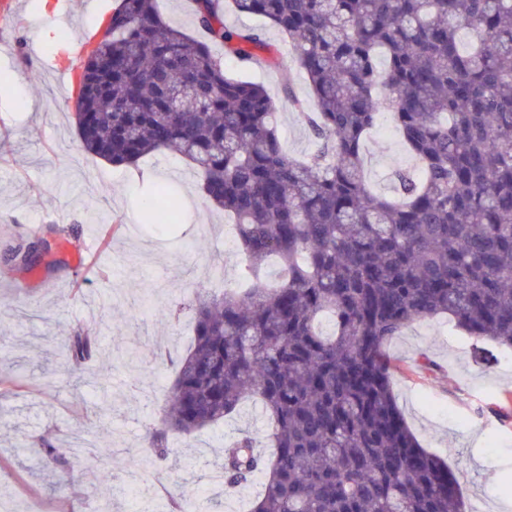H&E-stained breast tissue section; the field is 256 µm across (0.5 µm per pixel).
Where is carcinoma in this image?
Segmentation results:
<instances>
[{
    "instance_id": "carcinoma-1",
    "label": "carcinoma",
    "mask_w": 512,
    "mask_h": 512,
    "mask_svg": "<svg viewBox=\"0 0 512 512\" xmlns=\"http://www.w3.org/2000/svg\"><path fill=\"white\" fill-rule=\"evenodd\" d=\"M191 4L205 40L157 0H118L74 115L83 152L115 166L173 153L235 224L240 285H196L195 336L149 433L153 460L170 455L168 434L191 437L255 398L271 452L239 433L221 463L229 489L263 478L250 512H469L397 404L386 345L446 316L512 354V0H229L284 35L311 88L308 112L284 73L315 137L302 159L284 151L265 86L213 49L252 63L263 30L224 27L220 0ZM385 107L418 164L394 171L392 196L364 172ZM180 206L159 186L143 221ZM271 258L281 275L269 285ZM61 347L80 369L98 337L75 328Z\"/></svg>"
}]
</instances>
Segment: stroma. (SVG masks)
<instances>
[{
  "instance_id": "1",
  "label": "stroma",
  "mask_w": 512,
  "mask_h": 512,
  "mask_svg": "<svg viewBox=\"0 0 512 512\" xmlns=\"http://www.w3.org/2000/svg\"><path fill=\"white\" fill-rule=\"evenodd\" d=\"M115 0H0V496L15 512H86L88 501H114L117 512H144L143 489L154 512L173 499L220 503L221 512H244L258 484L226 492L213 482V462L239 429L264 438L266 421L248 401L224 424L189 441L173 440L164 462L152 461L147 431L161 419L174 363L193 336V286L211 294L235 287L239 253L225 234L224 213L208 208L198 176L171 154L115 166L82 152L73 121L77 74L101 41ZM227 28H262L270 46L261 66L227 58L228 72L262 83L276 104L283 147L303 156L312 134L282 91L292 66L286 40L260 19L226 11ZM74 78L60 82L61 70ZM371 187L392 191L398 167L414 166L389 110L379 112L365 143ZM176 185L182 218L172 226L142 219L150 184ZM63 228L53 266L27 271L9 260L32 229ZM93 238L97 247L84 252ZM81 255L75 267L73 255ZM141 307L129 321L130 307ZM181 307L180 316L169 310ZM99 339L100 353L82 371L65 367L59 339L74 328ZM140 354L139 378L147 397L126 387L129 351ZM394 366V394L420 443L444 457L463 497L485 512H512V360L476 341H461L442 320L411 324L386 347ZM427 355L433 369L418 366ZM52 434L60 459L46 462L35 448ZM105 448L88 467L73 449L84 441ZM139 476V492L126 488Z\"/></svg>"
}]
</instances>
